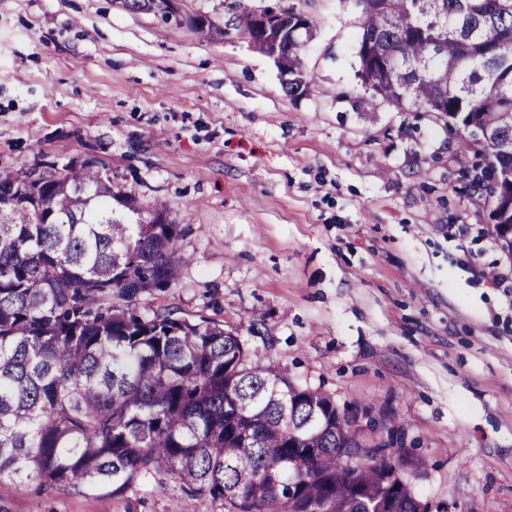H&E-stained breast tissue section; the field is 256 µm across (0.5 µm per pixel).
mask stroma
Instances as JSON below:
<instances>
[{"label":"stroma","instance_id":"1","mask_svg":"<svg viewBox=\"0 0 512 512\" xmlns=\"http://www.w3.org/2000/svg\"><path fill=\"white\" fill-rule=\"evenodd\" d=\"M283 3L316 25L297 98L228 0H179V25L112 0H0V168L100 159L182 229L177 283L138 314L219 323L251 363L368 409L403 435L422 500L512 512V253L468 178L482 146L428 112L360 107L357 0ZM196 502L168 475L116 497L26 482L0 512Z\"/></svg>","mask_w":512,"mask_h":512}]
</instances>
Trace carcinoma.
<instances>
[{"label":"carcinoma","instance_id":"obj_1","mask_svg":"<svg viewBox=\"0 0 512 512\" xmlns=\"http://www.w3.org/2000/svg\"><path fill=\"white\" fill-rule=\"evenodd\" d=\"M356 76L377 100L482 133L486 201L512 252V0H359ZM170 22L165 0H120ZM238 27L255 33L238 0ZM288 39L266 54L290 97L310 85ZM112 191L96 158L61 172L0 170V492L35 480L120 495L166 473L224 512H428L406 459L352 470L358 408L338 409L237 334L130 302L176 283L179 225Z\"/></svg>","mask_w":512,"mask_h":512}]
</instances>
